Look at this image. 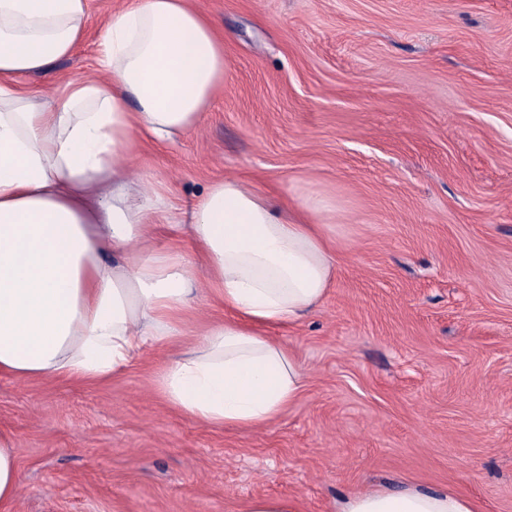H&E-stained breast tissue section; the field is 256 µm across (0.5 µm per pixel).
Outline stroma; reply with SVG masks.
<instances>
[{"label":"stroma","mask_w":512,"mask_h":512,"mask_svg":"<svg viewBox=\"0 0 512 512\" xmlns=\"http://www.w3.org/2000/svg\"><path fill=\"white\" fill-rule=\"evenodd\" d=\"M52 91L99 76L106 16ZM229 73L199 128L140 142L176 208L229 174L320 195L336 253L323 304L270 329L306 375L267 428L172 409L154 346L104 382L0 376L18 450L12 512H336L368 488L453 489L512 512V0H191ZM243 512H296V507L281 498L260 497L248 501Z\"/></svg>","instance_id":"1"}]
</instances>
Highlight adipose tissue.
<instances>
[{
	"label": "adipose tissue",
	"mask_w": 512,
	"mask_h": 512,
	"mask_svg": "<svg viewBox=\"0 0 512 512\" xmlns=\"http://www.w3.org/2000/svg\"><path fill=\"white\" fill-rule=\"evenodd\" d=\"M90 0H0V375L98 382L156 345L177 355L155 379L186 416L261 430L298 398L303 374L268 336L324 300L336 272L329 203L297 211L228 175L185 212L188 245H156L170 203L131 163L138 138L195 129L229 62L190 0H130L105 22L101 77L47 95L20 89L79 45ZM224 307L212 321L206 303ZM23 492L0 434V512ZM458 492L354 493L338 512H474Z\"/></svg>",
	"instance_id": "obj_1"
}]
</instances>
